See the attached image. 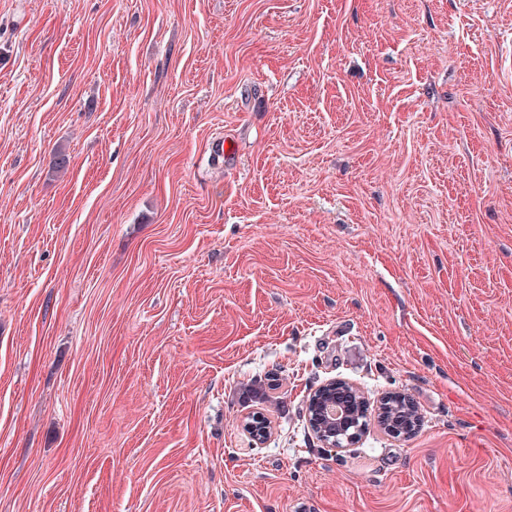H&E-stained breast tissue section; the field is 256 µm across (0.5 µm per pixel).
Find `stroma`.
Returning a JSON list of instances; mask_svg holds the SVG:
<instances>
[{
  "label": "stroma",
  "instance_id": "35a3bbf8",
  "mask_svg": "<svg viewBox=\"0 0 512 512\" xmlns=\"http://www.w3.org/2000/svg\"><path fill=\"white\" fill-rule=\"evenodd\" d=\"M511 55L512 0H0V512H512ZM331 379L418 432L321 447ZM338 384H345L340 380L329 381L316 389L317 396L314 397V411L310 418L314 431L319 430L321 435L325 426L335 425L336 422L343 419V413L334 402L325 400L331 396H325L326 388L334 387ZM386 414L390 419L398 420L404 425H413L416 421H420L418 408L409 396H401L399 400H391Z\"/></svg>",
  "mask_w": 512,
  "mask_h": 512
}]
</instances>
